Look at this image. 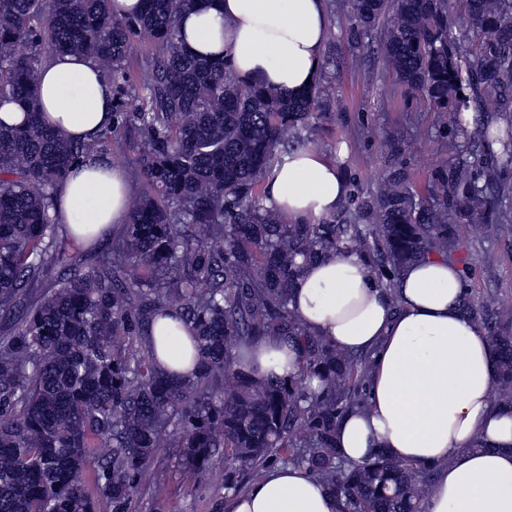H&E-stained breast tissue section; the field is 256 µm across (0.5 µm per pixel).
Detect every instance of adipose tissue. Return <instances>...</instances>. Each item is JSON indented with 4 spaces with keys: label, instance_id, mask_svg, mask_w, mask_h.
<instances>
[{
    "label": "adipose tissue",
    "instance_id": "adipose-tissue-1",
    "mask_svg": "<svg viewBox=\"0 0 512 512\" xmlns=\"http://www.w3.org/2000/svg\"><path fill=\"white\" fill-rule=\"evenodd\" d=\"M188 51L224 59L238 78L288 94L318 78L327 36L325 0H200L178 21ZM45 121L89 139L112 122L115 101L98 65L84 56L49 58L38 74ZM349 192L341 158L308 146L290 150L264 177V203L292 224H321ZM126 172L100 160L74 163L58 193L72 241L107 235L128 221ZM461 267L430 254L406 265L394 291L379 286L364 256L342 249L306 266L292 283V311L308 331L343 352H370L368 407L336 432L342 458L381 452L435 470L422 512H512V409L494 403L492 343L462 308ZM166 372L193 371L192 346L172 360L170 336L189 338L169 317L151 327ZM243 372L258 381L301 375L296 343L266 336L245 349ZM326 484L298 465L276 466L224 512H339Z\"/></svg>",
    "mask_w": 512,
    "mask_h": 512
}]
</instances>
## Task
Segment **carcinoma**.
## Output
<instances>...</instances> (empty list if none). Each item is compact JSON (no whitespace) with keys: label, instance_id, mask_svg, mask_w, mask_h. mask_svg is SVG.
<instances>
[{"label":"carcinoma","instance_id":"carcinoma-1","mask_svg":"<svg viewBox=\"0 0 512 512\" xmlns=\"http://www.w3.org/2000/svg\"><path fill=\"white\" fill-rule=\"evenodd\" d=\"M144 2L126 19L111 0H0V106L26 110L22 125L0 120V312L17 315L0 338V512H98L101 502L130 512L172 448L178 466L202 478L229 465L227 497L280 462L329 484L342 512H421L431 469L381 452L358 464L340 456L336 429L367 405L371 356L310 334L289 307L291 284L311 261L359 245L394 287L416 255L453 254L448 218H487L496 174H475L479 159L452 166L425 208L394 172L358 206L369 230L288 224L263 205L259 186L289 148L312 143L302 132L330 83L294 95L248 85L224 60L183 46L178 17L198 0ZM463 3L468 37L453 33L449 0H354V21L364 32L383 25L398 79L511 164L512 0ZM141 34L154 52L134 78L128 58ZM65 54L95 61L111 86H139L141 106L114 109L112 126L87 141L47 126L38 72ZM128 128L140 133L144 189L129 198L112 247L86 268L60 241L57 193L72 164L97 159ZM56 268L63 275L44 282ZM463 309L493 344L495 402L511 406L512 315L470 290ZM158 316L191 327L196 371L161 370L148 342ZM262 336L299 343V379L257 383L237 369L241 350ZM97 448L110 453L100 458Z\"/></svg>","mask_w":512,"mask_h":512}]
</instances>
